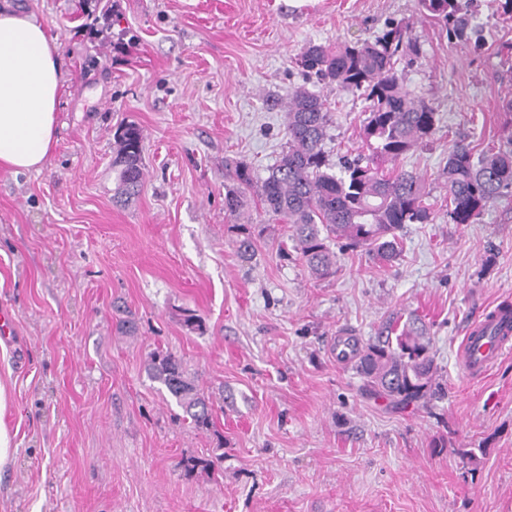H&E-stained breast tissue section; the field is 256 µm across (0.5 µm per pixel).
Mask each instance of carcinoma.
Returning a JSON list of instances; mask_svg holds the SVG:
<instances>
[{"label":"carcinoma","mask_w":512,"mask_h":512,"mask_svg":"<svg viewBox=\"0 0 512 512\" xmlns=\"http://www.w3.org/2000/svg\"><path fill=\"white\" fill-rule=\"evenodd\" d=\"M91 3L87 18L94 24L112 11V0ZM416 6L422 15L440 23L450 40L467 42L476 34L469 0H416ZM404 38L402 27L391 23L372 40L311 43L298 58L308 75L361 97L367 112V154L345 161L335 173L322 148L329 126L326 102L304 85L294 88L286 105V148L257 192L266 213L291 225L302 258L319 277L336 265L328 239H344L349 247L389 263L401 253L406 225L430 219L424 179L403 168H385L427 144L440 122L432 104L411 94L397 74ZM142 153L141 129L132 123L118 127L112 167L118 175L116 194L126 201L138 196L143 186ZM225 169L236 186L224 194V212L237 219L249 207L253 175L238 162L227 163ZM443 175L448 182V222L472 224L498 198L512 192V151H488L476 157L470 144L455 142ZM233 228L239 235L240 257L251 258L256 248L253 225ZM346 344L372 391L403 405L444 396L426 336L413 326L392 324L385 339L364 348L353 339ZM146 373L166 389L196 428L212 426V404L177 356L152 352ZM180 466L188 475L212 470L215 463L190 457Z\"/></svg>","instance_id":"carcinoma-1"}]
</instances>
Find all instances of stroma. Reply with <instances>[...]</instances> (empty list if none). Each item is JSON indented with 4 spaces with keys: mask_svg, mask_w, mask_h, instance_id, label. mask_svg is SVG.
Segmentation results:
<instances>
[{
    "mask_svg": "<svg viewBox=\"0 0 512 512\" xmlns=\"http://www.w3.org/2000/svg\"><path fill=\"white\" fill-rule=\"evenodd\" d=\"M47 25L66 74L42 169L0 171V512H512V351L467 378L458 351L480 309L512 304V194L472 224L448 221V147L512 151V18L471 0L481 46L449 40L415 0H0ZM406 26L422 46L405 87L440 114L399 161L425 178L433 219L402 233L398 260L337 250L318 278L284 221L251 260L224 213V164L267 177L287 141L282 106L307 84L326 99L331 163L362 152L364 101L304 80L309 44ZM143 133L144 184L114 198V132ZM135 317L120 335L114 304ZM196 316L202 330L186 320ZM430 340L442 399L405 406L369 391L336 339L376 341L392 317ZM180 358L213 401L184 420L145 366ZM215 457L185 476L183 458Z\"/></svg>",
    "mask_w": 512,
    "mask_h": 512,
    "instance_id": "stroma-1",
    "label": "stroma"
}]
</instances>
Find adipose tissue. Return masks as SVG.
I'll return each instance as SVG.
<instances>
[{
    "label": "adipose tissue",
    "instance_id": "ef3b65f1",
    "mask_svg": "<svg viewBox=\"0 0 512 512\" xmlns=\"http://www.w3.org/2000/svg\"><path fill=\"white\" fill-rule=\"evenodd\" d=\"M62 85L48 27L0 9V170L42 168L56 141Z\"/></svg>",
    "mask_w": 512,
    "mask_h": 512
}]
</instances>
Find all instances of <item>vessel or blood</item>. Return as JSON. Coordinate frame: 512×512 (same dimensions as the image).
I'll use <instances>...</instances> for the list:
<instances>
[{"mask_svg": "<svg viewBox=\"0 0 512 512\" xmlns=\"http://www.w3.org/2000/svg\"><path fill=\"white\" fill-rule=\"evenodd\" d=\"M512 350V306L483 310L469 322L460 349L461 364L472 378L484 375L507 351Z\"/></svg>", "mask_w": 512, "mask_h": 512, "instance_id": "vessel-or-blood-1", "label": "vessel or blood"}]
</instances>
